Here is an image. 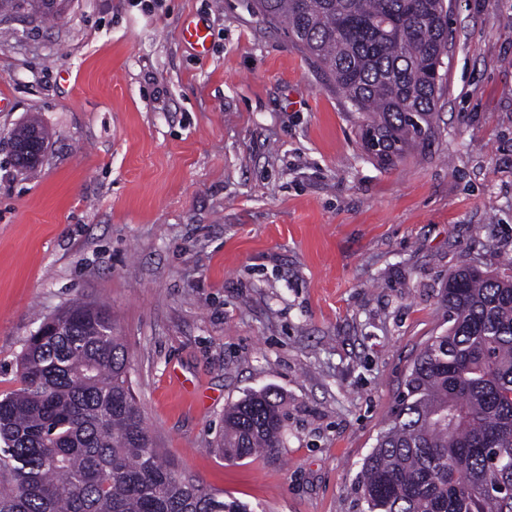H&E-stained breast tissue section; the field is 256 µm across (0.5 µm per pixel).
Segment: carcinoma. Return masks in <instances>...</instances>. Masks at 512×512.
Segmentation results:
<instances>
[{
  "instance_id": "obj_1",
  "label": "carcinoma",
  "mask_w": 512,
  "mask_h": 512,
  "mask_svg": "<svg viewBox=\"0 0 512 512\" xmlns=\"http://www.w3.org/2000/svg\"><path fill=\"white\" fill-rule=\"evenodd\" d=\"M69 0H0V16L55 18ZM358 113L364 152L386 167L427 154L448 53L446 0H253ZM446 333L423 348L356 481L362 512H512V277H448ZM42 319L0 399V512H247L160 457L126 386L128 352L104 305ZM278 393L224 412L229 461L281 446Z\"/></svg>"
}]
</instances>
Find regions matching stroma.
<instances>
[{"instance_id":"1","label":"stroma","mask_w":512,"mask_h":512,"mask_svg":"<svg viewBox=\"0 0 512 512\" xmlns=\"http://www.w3.org/2000/svg\"><path fill=\"white\" fill-rule=\"evenodd\" d=\"M0 30V396L39 317L103 302L180 475L250 512H360L362 463L448 329L449 274L512 258V0H450L436 140L389 169L248 0H72ZM32 120L29 174L9 137ZM268 388L283 445L224 460L225 408Z\"/></svg>"}]
</instances>
